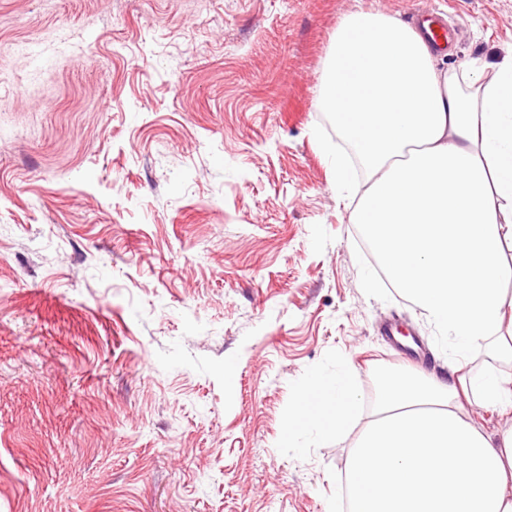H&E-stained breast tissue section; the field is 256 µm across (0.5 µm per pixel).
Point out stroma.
<instances>
[{
  "label": "stroma",
  "mask_w": 512,
  "mask_h": 512,
  "mask_svg": "<svg viewBox=\"0 0 512 512\" xmlns=\"http://www.w3.org/2000/svg\"><path fill=\"white\" fill-rule=\"evenodd\" d=\"M368 10L512 55V0H0V512H347L310 379L354 366L364 420L380 372L447 376L316 107Z\"/></svg>",
  "instance_id": "35a3bbf8"
}]
</instances>
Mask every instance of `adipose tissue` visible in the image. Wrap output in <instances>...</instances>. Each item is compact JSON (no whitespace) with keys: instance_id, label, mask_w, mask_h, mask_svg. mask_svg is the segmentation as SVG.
<instances>
[{"instance_id":"1","label":"adipose tissue","mask_w":512,"mask_h":512,"mask_svg":"<svg viewBox=\"0 0 512 512\" xmlns=\"http://www.w3.org/2000/svg\"><path fill=\"white\" fill-rule=\"evenodd\" d=\"M423 33L380 11L345 15L325 58L317 103L361 165L336 163V184L365 176L352 213L389 281L449 337L459 358L478 348L479 371L441 379L402 373L380 383L355 441L349 512H512V425L476 427L466 404L512 411L496 364L512 362V57L442 71ZM357 372L315 378L295 408L344 436L358 407Z\"/></svg>"}]
</instances>
